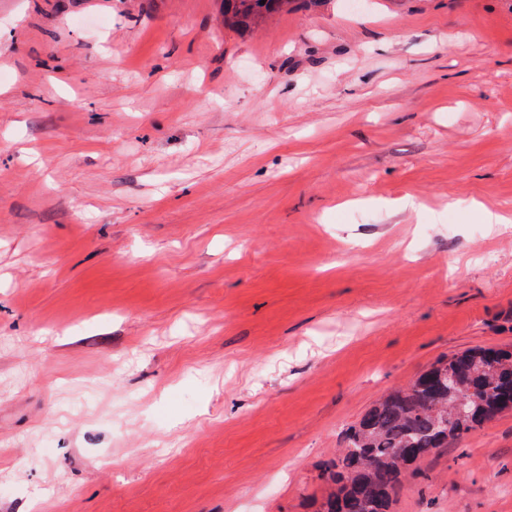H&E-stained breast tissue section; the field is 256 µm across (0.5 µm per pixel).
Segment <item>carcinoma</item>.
I'll use <instances>...</instances> for the list:
<instances>
[{
    "label": "carcinoma",
    "mask_w": 512,
    "mask_h": 512,
    "mask_svg": "<svg viewBox=\"0 0 512 512\" xmlns=\"http://www.w3.org/2000/svg\"><path fill=\"white\" fill-rule=\"evenodd\" d=\"M299 7L296 0H224V25L246 30ZM511 401L512 350H467L437 361L346 433L324 470L337 489L321 512H391L411 465L494 420Z\"/></svg>",
    "instance_id": "obj_1"
}]
</instances>
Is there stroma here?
<instances>
[{
    "instance_id": "35a3bbf8",
    "label": "stroma",
    "mask_w": 512,
    "mask_h": 512,
    "mask_svg": "<svg viewBox=\"0 0 512 512\" xmlns=\"http://www.w3.org/2000/svg\"><path fill=\"white\" fill-rule=\"evenodd\" d=\"M490 212L512 0H0V512H318L373 404L512 347ZM393 512H512V412ZM260 1L262 0H224V25L234 29H250L275 13L288 12V6L289 10H293L307 3V0L300 3H296V0H266L261 5Z\"/></svg>"
}]
</instances>
